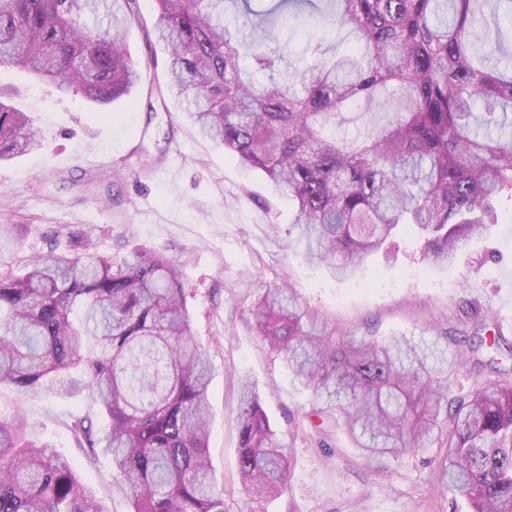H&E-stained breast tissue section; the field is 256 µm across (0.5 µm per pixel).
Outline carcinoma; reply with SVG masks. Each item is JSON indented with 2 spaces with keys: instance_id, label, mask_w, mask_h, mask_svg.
Returning <instances> with one entry per match:
<instances>
[{
  "instance_id": "cac0c4a2",
  "label": "carcinoma",
  "mask_w": 512,
  "mask_h": 512,
  "mask_svg": "<svg viewBox=\"0 0 512 512\" xmlns=\"http://www.w3.org/2000/svg\"><path fill=\"white\" fill-rule=\"evenodd\" d=\"M239 6L234 27L224 2ZM169 49V91L201 136L262 170L294 206L307 258L339 277L403 229L433 265L498 220L512 198V0H153ZM348 26L358 47L339 55L308 43L313 64L284 67L293 22ZM137 0H0V68L107 107L141 74L127 38ZM391 100L385 123L355 139L327 131L356 103ZM32 117L0 101V163L39 148ZM85 229L70 253L0 270V385L21 397L87 394L72 431L112 459V486L130 512H232L210 474L207 390L213 375L195 341L179 265L134 248L119 264ZM455 330L453 358L404 336L377 340L307 327L294 291L268 288L250 309L256 335L311 391L317 418L342 426L368 460L433 444L448 491L472 512H512V372L476 309ZM471 366L489 379L452 394ZM238 472L249 499L281 494L283 444L248 383L238 407ZM0 512H108L68 460L22 415L0 420Z\"/></svg>"
}]
</instances>
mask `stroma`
Segmentation results:
<instances>
[{
  "instance_id": "1",
  "label": "stroma",
  "mask_w": 512,
  "mask_h": 512,
  "mask_svg": "<svg viewBox=\"0 0 512 512\" xmlns=\"http://www.w3.org/2000/svg\"><path fill=\"white\" fill-rule=\"evenodd\" d=\"M141 22L128 36L140 64L133 100L104 113L82 97L0 68V98L29 113L41 134L38 151L0 166V224L17 225L15 241L0 243V265L21 268L49 245L68 250L87 226H97V252L120 258L135 246L159 247L179 262L192 329L215 368L207 392L210 459L235 512L250 500L237 471L238 389L251 382L288 454L287 490L262 502V512H467L449 494L438 448L367 461L343 428L311 417V395L287 363L255 336L248 310L265 288H294L315 329L339 327L362 336H405L445 346L463 308L495 316L512 340V201L502 200L498 223L463 245L453 261L434 267L424 245L400 232L389 252L365 257L350 279L331 277L306 261L292 206L266 175L244 169L223 147L200 137L167 86L168 51L153 32L151 0H139ZM345 51L346 29L309 24L289 34L288 60L301 68L317 38ZM156 95L154 111L143 101ZM112 164L103 176L95 165ZM81 396L19 400L0 386V419L23 414L42 441L64 454L109 512H129L112 490V464L90 455L71 430L73 416L91 412Z\"/></svg>"
}]
</instances>
